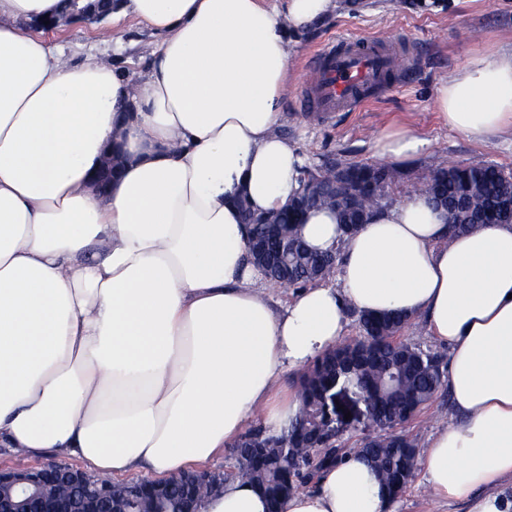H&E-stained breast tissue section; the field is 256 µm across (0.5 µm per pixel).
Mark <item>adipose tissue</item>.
Wrapping results in <instances>:
<instances>
[{"mask_svg": "<svg viewBox=\"0 0 512 512\" xmlns=\"http://www.w3.org/2000/svg\"><path fill=\"white\" fill-rule=\"evenodd\" d=\"M62 0H0V447L48 452L90 473L167 478L206 465L262 420L300 409L277 393L345 336L348 309L424 317L448 347L452 415L420 458L433 495L468 512H512V224L449 235L420 194L374 207L361 229L309 211L296 230L340 257L336 283L273 310L249 262L236 204L283 207L308 161L280 135L289 31L336 0H118L113 19L161 42L145 69L75 61L31 28ZM449 129L487 143L512 132V43L441 81ZM120 144L107 195L90 178ZM427 140L404 128L374 148L403 161ZM198 512H268L240 479ZM283 512H396L354 453Z\"/></svg>", "mask_w": 512, "mask_h": 512, "instance_id": "1", "label": "adipose tissue"}]
</instances>
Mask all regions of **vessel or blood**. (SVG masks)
<instances>
[{
  "label": "vessel or blood",
  "instance_id": "obj_1",
  "mask_svg": "<svg viewBox=\"0 0 512 512\" xmlns=\"http://www.w3.org/2000/svg\"><path fill=\"white\" fill-rule=\"evenodd\" d=\"M402 49L378 40L341 38L320 51L299 103L309 112H352L387 85Z\"/></svg>",
  "mask_w": 512,
  "mask_h": 512
}]
</instances>
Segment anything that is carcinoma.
<instances>
[{
  "label": "carcinoma",
  "instance_id": "obj_1",
  "mask_svg": "<svg viewBox=\"0 0 512 512\" xmlns=\"http://www.w3.org/2000/svg\"><path fill=\"white\" fill-rule=\"evenodd\" d=\"M352 195L356 208L350 209L323 194L311 207L338 211L347 233L356 231L366 211L378 205L385 186L397 170L392 166L350 165ZM416 192L433 202L448 204V221L454 233H463L483 224H511L512 208L502 199L512 196V171L482 160L468 165L450 163L415 186ZM302 211L293 206L282 210L272 228L258 226L255 232L274 253L277 237H291ZM336 267L316 251L301 252L274 278L281 285L300 287L332 278ZM361 335L342 343L317 358L299 377L302 406L287 432L268 436L262 428L246 432L237 443L240 460L234 476L252 483L270 504V512H281V504L301 484L334 466L342 455L332 453L337 439L320 417L325 401L336 393V385L346 383L363 391L376 419L387 425L384 433L361 444L359 452L370 461L391 499H398L410 482L407 471L418 454L416 440L396 429L394 423L407 421L429 404L444 386L443 369L447 356L439 350H423L399 339L408 324L400 313L360 314ZM145 493L133 494L125 486L116 489L115 508L119 512H147ZM158 507L172 512L183 507L175 479H170L165 499Z\"/></svg>",
  "mask_w": 512,
  "mask_h": 512
}]
</instances>
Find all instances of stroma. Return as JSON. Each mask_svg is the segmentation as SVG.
I'll return each mask as SVG.
<instances>
[{"instance_id": "stroma-1", "label": "stroma", "mask_w": 512, "mask_h": 512, "mask_svg": "<svg viewBox=\"0 0 512 512\" xmlns=\"http://www.w3.org/2000/svg\"><path fill=\"white\" fill-rule=\"evenodd\" d=\"M339 36L394 41L412 54L415 67L403 87L372 93L357 111L316 120L301 111L299 91L318 49ZM46 38L74 59L95 53L128 71L143 69L160 42L131 17L63 27ZM511 38L512 0H339L336 12L290 44V85L280 131L299 144L315 169L329 163H379L373 141L390 126L409 128L428 139L424 153L397 163L399 176L381 197L384 205L405 201L415 184L451 162L479 158L512 170V135L490 144L475 142L448 130L436 107V87L442 78L473 55ZM450 414L448 393L440 391L405 430L418 445H425ZM467 510L463 502L437 501L419 471L397 501V512Z\"/></svg>"}]
</instances>
